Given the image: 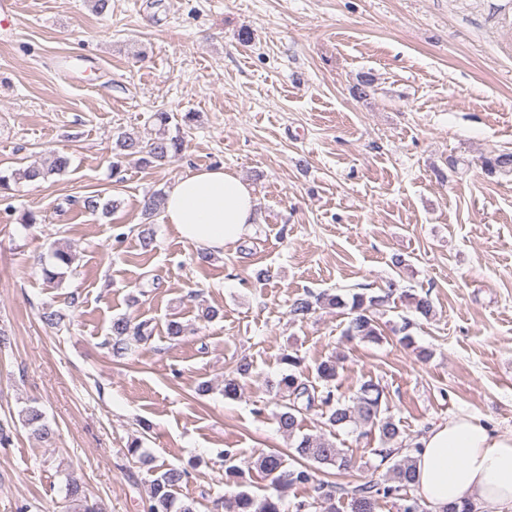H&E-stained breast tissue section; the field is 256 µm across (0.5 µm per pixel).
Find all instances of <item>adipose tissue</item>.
Wrapping results in <instances>:
<instances>
[{
    "instance_id": "1",
    "label": "adipose tissue",
    "mask_w": 512,
    "mask_h": 512,
    "mask_svg": "<svg viewBox=\"0 0 512 512\" xmlns=\"http://www.w3.org/2000/svg\"><path fill=\"white\" fill-rule=\"evenodd\" d=\"M166 223L187 242L219 251L257 219L252 189L223 167L179 177L169 189ZM415 453L420 494L435 506L471 502L476 512H512V435L457 415L429 430Z\"/></svg>"
}]
</instances>
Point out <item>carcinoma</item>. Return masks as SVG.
<instances>
[{
	"instance_id": "carcinoma-1",
	"label": "carcinoma",
	"mask_w": 512,
	"mask_h": 512,
	"mask_svg": "<svg viewBox=\"0 0 512 512\" xmlns=\"http://www.w3.org/2000/svg\"><path fill=\"white\" fill-rule=\"evenodd\" d=\"M174 116L168 112H156L153 115L157 136L144 141L141 138L124 134L117 138L112 161V173L118 174L125 160L138 158L144 164L161 162L180 154L184 149V138L180 134L170 133V124ZM70 160L64 154H51L47 164L27 166L9 174L0 173V191L7 190L10 182H35L52 173H62L69 167ZM485 169L493 174L497 171H512V152L493 153L484 160ZM83 208L109 216L116 204L99 194L89 195L82 200ZM399 290L395 281L388 283L387 291L382 295L356 293L346 300L339 294L307 293L295 299L290 305L289 314L296 320L308 317L316 308L325 306L342 309L348 315L344 335L363 341L381 340L380 324L377 319L378 307ZM414 312L424 318L433 315L434 306L428 295H417L404 291L401 293ZM112 356L125 357L131 351L132 343L146 341L152 336V329L146 322L132 324L124 317L112 320L111 325ZM287 365V372L270 383V389L280 401V411L275 414L278 430L291 439V456L296 465L285 466L283 454L270 450L250 462V466L269 478L276 487H311L317 496L311 501H300L294 505L295 512H339L336 505V492L342 491L350 499L351 512H374L377 501L394 499L399 501V512H428L422 500L413 494L417 487L413 453L420 451V445L408 449L405 458L388 470L382 480L369 479L352 488L337 486L321 481L316 477V466L329 465L339 471L354 467L352 457L343 448L322 435L297 434L298 415L314 407L321 409L325 425L332 430L348 429L363 436L368 432H379L381 447L375 449L381 460L394 453L390 445L398 442L401 431L384 397V389L373 379L360 383L351 401L336 393L338 358L330 356L316 367L317 383L304 380L301 360L292 354L281 358ZM251 364L239 363L235 371L224 379V397L235 399L240 394L246 378L250 376ZM22 424L33 429L43 442L52 444L55 430L46 422L42 410L29 406L21 413ZM189 471L185 467L169 466L155 472L149 481L146 512H196L195 501L178 496V491L187 482ZM66 495L73 512H98L97 506L88 502L81 486L74 481L66 485ZM284 502L279 495L271 494L262 498L247 492H239L224 501L225 512H284Z\"/></svg>"
}]
</instances>
